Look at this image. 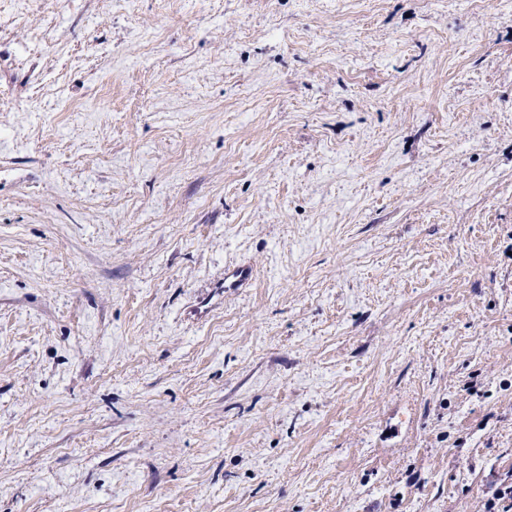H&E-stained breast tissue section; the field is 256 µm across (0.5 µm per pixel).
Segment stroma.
<instances>
[{
	"mask_svg": "<svg viewBox=\"0 0 512 512\" xmlns=\"http://www.w3.org/2000/svg\"><path fill=\"white\" fill-rule=\"evenodd\" d=\"M510 486L512 0H0V512Z\"/></svg>",
	"mask_w": 512,
	"mask_h": 512,
	"instance_id": "35a3bbf8",
	"label": "stroma"
}]
</instances>
